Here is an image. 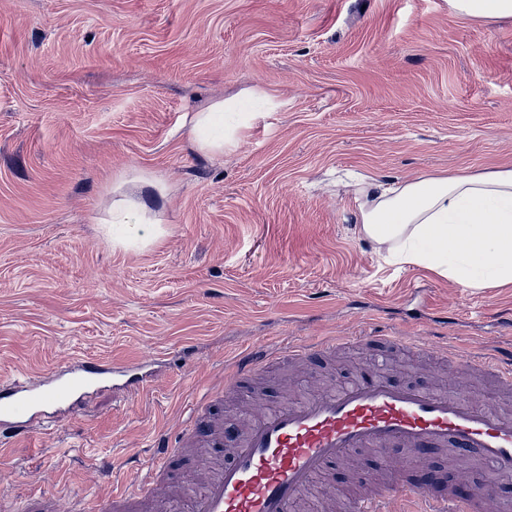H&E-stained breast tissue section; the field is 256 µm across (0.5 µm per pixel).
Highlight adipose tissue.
<instances>
[{
  "label": "adipose tissue",
  "instance_id": "ef3b65f1",
  "mask_svg": "<svg viewBox=\"0 0 512 512\" xmlns=\"http://www.w3.org/2000/svg\"><path fill=\"white\" fill-rule=\"evenodd\" d=\"M253 117L245 103L219 99L194 110L188 124L197 150L220 157ZM355 202L357 232L385 262L426 268L464 288L512 286V168L410 182L364 178ZM104 212L113 247L144 248L164 233L142 197L110 200Z\"/></svg>",
  "mask_w": 512,
  "mask_h": 512
}]
</instances>
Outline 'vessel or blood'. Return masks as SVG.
Instances as JSON below:
<instances>
[{"instance_id":"1","label":"vessel or blood","mask_w":512,"mask_h":512,"mask_svg":"<svg viewBox=\"0 0 512 512\" xmlns=\"http://www.w3.org/2000/svg\"><path fill=\"white\" fill-rule=\"evenodd\" d=\"M339 348L365 356L378 348L423 352L427 346L421 337L367 332L296 339L277 348L258 344L226 365L223 385L201 407L242 392L279 362H310ZM443 356L458 376L445 388L403 384L375 372L283 403L229 431L200 422L174 436L159 434L150 487L118 492L104 512H148L171 458L197 442L224 449L225 455L204 474L188 512H296L330 464L364 449L381 460L378 473L360 475L363 489L356 496L324 491L322 512H512V502L497 496L499 484L512 481V412L487 402L472 384L479 374L512 394V350L490 349L479 358L453 349ZM77 367L74 378L0 386V436L29 437L47 408L94 386L103 372L95 359L78 360ZM441 451L487 467L493 481L462 497L450 485L437 491L407 479L395 466L401 457L422 461Z\"/></svg>"}]
</instances>
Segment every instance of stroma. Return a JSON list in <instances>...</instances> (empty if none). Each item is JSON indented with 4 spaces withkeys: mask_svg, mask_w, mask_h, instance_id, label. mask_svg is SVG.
<instances>
[{
    "mask_svg": "<svg viewBox=\"0 0 512 512\" xmlns=\"http://www.w3.org/2000/svg\"><path fill=\"white\" fill-rule=\"evenodd\" d=\"M258 116L210 159L184 125L219 98ZM512 168V19L448 0H0V381L33 384L81 358L137 363L0 442V512H76L146 473L158 431L195 425L197 398L256 343L373 326L432 348L512 347V288H463L384 263L356 232L362 174ZM165 235L113 247L95 220L132 170ZM385 371L444 385L429 355L342 350L280 363L217 406L225 424ZM210 455H180L164 496Z\"/></svg>",
    "mask_w": 512,
    "mask_h": 512,
    "instance_id": "obj_1",
    "label": "stroma"
}]
</instances>
